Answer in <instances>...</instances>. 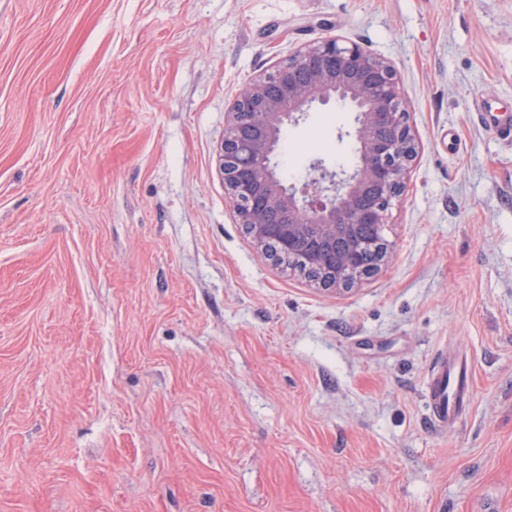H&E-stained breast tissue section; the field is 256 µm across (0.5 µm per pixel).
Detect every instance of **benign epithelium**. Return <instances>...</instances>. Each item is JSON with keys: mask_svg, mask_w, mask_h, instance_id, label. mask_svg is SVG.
<instances>
[{"mask_svg": "<svg viewBox=\"0 0 512 512\" xmlns=\"http://www.w3.org/2000/svg\"><path fill=\"white\" fill-rule=\"evenodd\" d=\"M354 114L356 162L330 171L318 159L300 187L275 161L282 130L314 106ZM417 141L394 64L337 38L297 50L272 73L242 85L227 112L219 169L239 223L255 243L302 250L325 289L345 292L386 262L392 200L417 158Z\"/></svg>", "mask_w": 512, "mask_h": 512, "instance_id": "7a95c632", "label": "benign epithelium"}]
</instances>
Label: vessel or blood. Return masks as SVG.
Returning a JSON list of instances; mask_svg holds the SVG:
<instances>
[{"instance_id":"b4317fda","label":"vessel or blood","mask_w":512,"mask_h":512,"mask_svg":"<svg viewBox=\"0 0 512 512\" xmlns=\"http://www.w3.org/2000/svg\"><path fill=\"white\" fill-rule=\"evenodd\" d=\"M482 125L512 140V117L499 112L480 113ZM472 363L463 353L439 358L433 365L426 387L429 420L435 430L444 431L459 424L472 397Z\"/></svg>"}]
</instances>
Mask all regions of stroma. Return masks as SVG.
Listing matches in <instances>:
<instances>
[{"instance_id": "35a3bbf8", "label": "stroma", "mask_w": 512, "mask_h": 512, "mask_svg": "<svg viewBox=\"0 0 512 512\" xmlns=\"http://www.w3.org/2000/svg\"><path fill=\"white\" fill-rule=\"evenodd\" d=\"M336 37L420 149L388 261L322 289L219 171L238 88ZM512 0H0V512H512ZM352 113L280 174L348 167ZM472 402L428 423L436 355ZM482 125L503 139L512 141V118L499 112H479Z\"/></svg>"}]
</instances>
